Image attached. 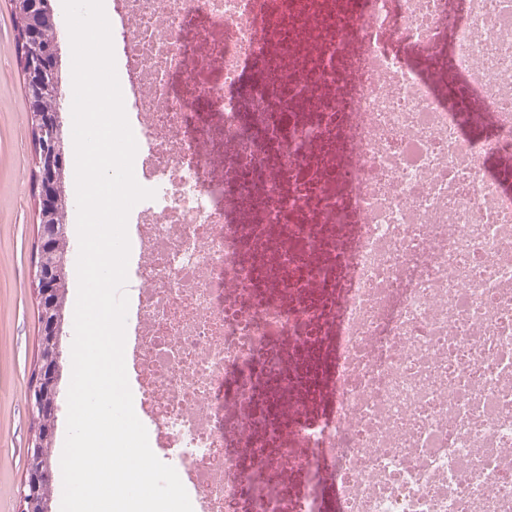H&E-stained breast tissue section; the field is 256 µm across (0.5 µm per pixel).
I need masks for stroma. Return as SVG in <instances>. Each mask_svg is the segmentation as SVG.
I'll return each mask as SVG.
<instances>
[{"mask_svg":"<svg viewBox=\"0 0 512 512\" xmlns=\"http://www.w3.org/2000/svg\"><path fill=\"white\" fill-rule=\"evenodd\" d=\"M9 0H0V512H17L27 468V394L39 362L40 323L32 275L38 224L33 144ZM76 289L67 293L61 338L55 448L66 436Z\"/></svg>","mask_w":512,"mask_h":512,"instance_id":"35a3bbf8","label":"stroma"}]
</instances>
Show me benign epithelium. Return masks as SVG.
<instances>
[{"label":"benign epithelium","instance_id":"7a95c632","mask_svg":"<svg viewBox=\"0 0 512 512\" xmlns=\"http://www.w3.org/2000/svg\"><path fill=\"white\" fill-rule=\"evenodd\" d=\"M19 55L23 56L25 71L34 78L31 92L48 95L54 111L28 113L34 129L33 164L37 213L42 224L39 236L38 261L33 273L34 292L39 305L42 324L41 343L46 358L40 360L34 373L28 406L33 421L27 454L29 466L19 497V512H48L50 457L44 454L48 430L45 417L57 410L56 403L48 402L47 394H58L60 371L62 304L55 302V283L52 274L64 268L67 255H58L49 241L61 234L57 226L48 223L55 199L64 195V142L61 121V79L58 67L50 59L58 56L57 41L44 45L26 34L18 37Z\"/></svg>","mask_w":512,"mask_h":512}]
</instances>
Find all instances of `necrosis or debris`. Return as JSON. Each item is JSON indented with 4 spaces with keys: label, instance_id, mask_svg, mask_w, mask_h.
I'll return each instance as SVG.
<instances>
[{
    "label": "necrosis or debris",
    "instance_id": "4bbe7bcc",
    "mask_svg": "<svg viewBox=\"0 0 512 512\" xmlns=\"http://www.w3.org/2000/svg\"><path fill=\"white\" fill-rule=\"evenodd\" d=\"M466 5L110 0L124 359L195 512H512V0Z\"/></svg>",
    "mask_w": 512,
    "mask_h": 512
}]
</instances>
